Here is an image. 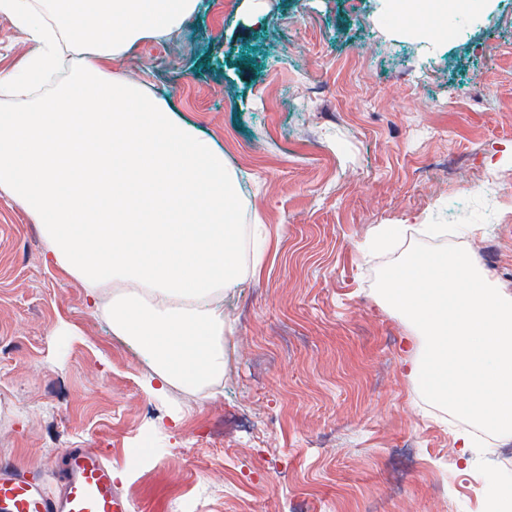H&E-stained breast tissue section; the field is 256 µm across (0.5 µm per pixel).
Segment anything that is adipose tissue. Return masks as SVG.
Masks as SVG:
<instances>
[{"instance_id": "ef3b65f1", "label": "adipose tissue", "mask_w": 512, "mask_h": 512, "mask_svg": "<svg viewBox=\"0 0 512 512\" xmlns=\"http://www.w3.org/2000/svg\"><path fill=\"white\" fill-rule=\"evenodd\" d=\"M198 0H0L28 34L0 71V190L43 222L55 265L89 297L111 286L112 332L154 386L213 396L233 328L227 288L271 242L240 220L224 154L167 101L110 67L141 40L177 32Z\"/></svg>"}]
</instances>
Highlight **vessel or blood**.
<instances>
[{
	"label": "vessel or blood",
	"instance_id": "1",
	"mask_svg": "<svg viewBox=\"0 0 512 512\" xmlns=\"http://www.w3.org/2000/svg\"><path fill=\"white\" fill-rule=\"evenodd\" d=\"M0 512H130V504L102 453L72 448L46 475L0 467Z\"/></svg>",
	"mask_w": 512,
	"mask_h": 512
}]
</instances>
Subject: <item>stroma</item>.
<instances>
[{
	"instance_id": "obj_1",
	"label": "stroma",
	"mask_w": 512,
	"mask_h": 512,
	"mask_svg": "<svg viewBox=\"0 0 512 512\" xmlns=\"http://www.w3.org/2000/svg\"><path fill=\"white\" fill-rule=\"evenodd\" d=\"M462 2L451 21L390 0H199L121 59L223 151L272 248L224 292L219 393L152 397L146 360L0 191V466L97 449L136 512H484L486 485L512 482V436L474 432L460 456L464 422L404 374L407 326L374 287L417 225L475 224L445 243L512 291V0ZM32 49L0 14V70ZM382 224L404 238L368 251Z\"/></svg>"
}]
</instances>
